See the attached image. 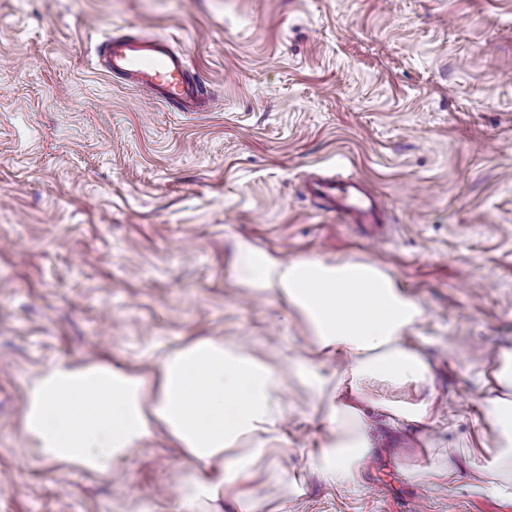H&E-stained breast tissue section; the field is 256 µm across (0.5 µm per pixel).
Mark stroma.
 Returning a JSON list of instances; mask_svg holds the SVG:
<instances>
[{
    "label": "stroma",
    "instance_id": "obj_1",
    "mask_svg": "<svg viewBox=\"0 0 512 512\" xmlns=\"http://www.w3.org/2000/svg\"><path fill=\"white\" fill-rule=\"evenodd\" d=\"M121 33L167 38L211 85L172 112L94 65ZM344 169L392 205L386 234L305 193ZM288 260L366 259L422 306L439 452L491 444L464 366L512 346V0H0V512H117L172 492L185 460L161 438L92 476L34 459L19 424L30 380L95 356L148 372L201 336L258 357L308 345L300 316L239 287V240ZM367 409L360 488L327 485L312 401L287 388L279 458L301 496L256 475L263 512H512V488L468 468L414 483L420 431Z\"/></svg>",
    "mask_w": 512,
    "mask_h": 512
}]
</instances>
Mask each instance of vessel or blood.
Segmentation results:
<instances>
[{
    "mask_svg": "<svg viewBox=\"0 0 512 512\" xmlns=\"http://www.w3.org/2000/svg\"><path fill=\"white\" fill-rule=\"evenodd\" d=\"M99 65L108 75L149 88L170 111L202 112L209 103L206 85L168 39L145 34L110 37L99 50ZM306 190L322 210L347 223L382 224L387 219L386 204L357 176L321 175L311 179Z\"/></svg>",
    "mask_w": 512,
    "mask_h": 512,
    "instance_id": "vessel-or-blood-1",
    "label": "vessel or blood"
}]
</instances>
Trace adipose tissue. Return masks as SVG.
<instances>
[{"instance_id":"adipose-tissue-1","label":"adipose tissue","mask_w":512,"mask_h":512,"mask_svg":"<svg viewBox=\"0 0 512 512\" xmlns=\"http://www.w3.org/2000/svg\"><path fill=\"white\" fill-rule=\"evenodd\" d=\"M241 287L272 295L307 325L310 354L290 358L288 373L247 347L197 337L164 352L155 369L137 373L105 360L61 361L27 387L21 428L35 456L63 468L106 476L154 434L180 449L187 466L177 493L147 512H262L243 489L260 463L268 479L286 480L274 458L290 442L283 432L286 382L304 388L324 428L319 447L301 449L306 467L329 484L357 490L373 455L364 404L385 383L396 389L427 384L431 366L410 340L424 319L422 307L369 260L328 262L280 259L239 241L233 259ZM340 364L330 373L319 358ZM485 394L491 447L463 456L475 491L512 485V348L498 351L492 367L473 364ZM438 395L387 406L393 424L430 429Z\"/></svg>"}]
</instances>
